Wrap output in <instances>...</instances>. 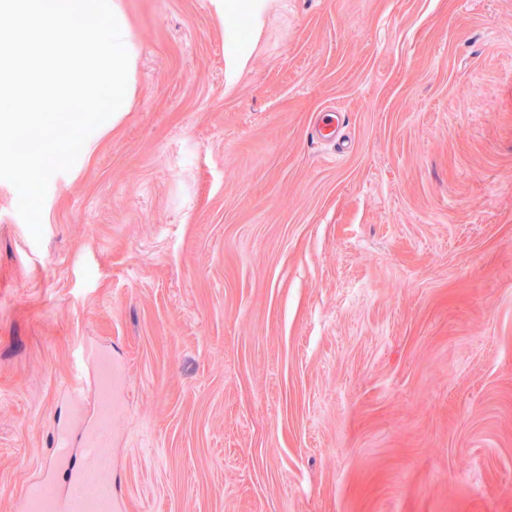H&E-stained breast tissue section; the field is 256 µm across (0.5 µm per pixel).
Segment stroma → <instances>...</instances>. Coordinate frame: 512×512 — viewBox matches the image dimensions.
Returning a JSON list of instances; mask_svg holds the SVG:
<instances>
[{
	"label": "stroma",
	"mask_w": 512,
	"mask_h": 512,
	"mask_svg": "<svg viewBox=\"0 0 512 512\" xmlns=\"http://www.w3.org/2000/svg\"><path fill=\"white\" fill-rule=\"evenodd\" d=\"M123 4L41 242L0 180V512L97 346L128 512H512V0H266L235 72L219 0Z\"/></svg>",
	"instance_id": "obj_1"
}]
</instances>
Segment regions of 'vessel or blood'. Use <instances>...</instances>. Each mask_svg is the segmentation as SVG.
I'll list each match as a JSON object with an SVG mask.
<instances>
[{
    "instance_id": "1",
    "label": "vessel or blood",
    "mask_w": 512,
    "mask_h": 512,
    "mask_svg": "<svg viewBox=\"0 0 512 512\" xmlns=\"http://www.w3.org/2000/svg\"><path fill=\"white\" fill-rule=\"evenodd\" d=\"M95 375L94 414L84 416L77 407L79 392L71 391L74 417L57 425L49 457L20 497L21 512H127L108 479L112 456L107 449L123 407L112 385L111 367L97 365Z\"/></svg>"
}]
</instances>
